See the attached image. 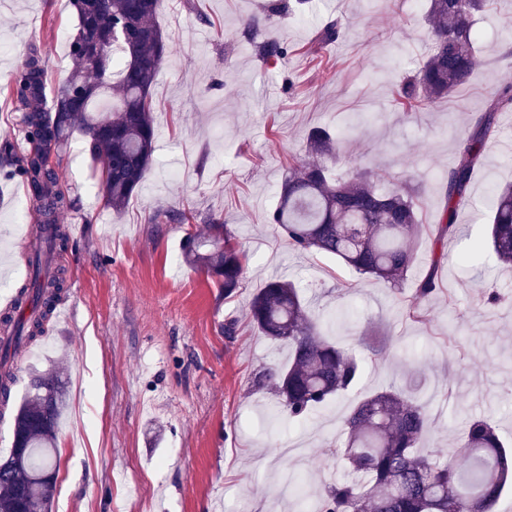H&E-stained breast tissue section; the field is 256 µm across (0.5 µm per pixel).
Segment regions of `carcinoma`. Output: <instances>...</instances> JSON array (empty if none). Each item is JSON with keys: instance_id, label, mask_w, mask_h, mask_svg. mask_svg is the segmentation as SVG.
<instances>
[{"instance_id": "1", "label": "carcinoma", "mask_w": 512, "mask_h": 512, "mask_svg": "<svg viewBox=\"0 0 512 512\" xmlns=\"http://www.w3.org/2000/svg\"><path fill=\"white\" fill-rule=\"evenodd\" d=\"M159 0H70L77 18L70 42L72 68L45 105L48 71L36 49L4 88V99L22 113L28 149L21 153L9 137L0 139V170L26 185L33 208L36 247L28 255L29 277L19 293L29 315L0 320L11 329L0 344V405H9L16 383L15 355L44 332L63 292L55 258L67 250L69 237L59 216L74 201L51 163L60 158L72 131L85 137L95 164L104 206L123 211L143 184L153 162L155 126L151 88L167 53L155 23ZM486 0H429L432 52L403 85L404 98L431 103L464 84L479 64L473 16ZM266 60L287 56V45L275 38L256 43ZM111 107L93 105L102 98ZM512 109V85L494 93L484 113L465 131L457 159L445 181V208L438 240L457 233L456 217L468 203L467 188L480 166L485 144L496 131L497 117ZM340 139L326 129L307 138L312 160L288 167L268 220L299 253L334 258L366 278L399 287L418 255L422 224L411 180L388 193L379 192L366 173L342 179L331 176L323 159L336 156ZM484 243L497 262L512 266V184L497 188L488 203ZM206 234H188L183 255L193 268L216 278L230 298L239 288L246 256L224 221L204 219ZM435 259L419 282L416 295L428 299L438 287ZM251 322L270 340L288 345V364L255 377L257 385L272 379L281 409L299 419L320 405L351 391L362 379V358L321 335L300 289L283 279L267 281L249 302ZM418 373L402 387L376 391L361 399L344 421L345 438L336 454L346 462V479L325 489L318 512H495L502 493L512 485V448L485 418L467 421L457 444L446 450L425 448L432 428L426 404L417 394ZM65 387L51 367L31 371L29 390L13 416L12 447L0 459V512H15L19 491L26 493L27 512H51L58 465L57 427L65 407ZM463 458L464 465L455 464Z\"/></svg>"}]
</instances>
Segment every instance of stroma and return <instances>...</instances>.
Returning a JSON list of instances; mask_svg holds the SVG:
<instances>
[{
    "label": "stroma",
    "mask_w": 512,
    "mask_h": 512,
    "mask_svg": "<svg viewBox=\"0 0 512 512\" xmlns=\"http://www.w3.org/2000/svg\"><path fill=\"white\" fill-rule=\"evenodd\" d=\"M425 0H160L155 22L169 52L151 89L154 164L121 213L107 209L81 133L70 135L60 180L75 199L61 223L70 246L58 260L69 319L28 350L15 398L31 368L62 363L66 387L84 382L81 418L63 411L52 512H296L282 476L298 473L311 495L340 481L343 421L365 395L424 371L435 422L431 444L451 446L468 418L483 416L512 440V267L489 253L458 264L483 239L478 213L512 182V111L499 116L459 211L454 239L440 243L443 177L459 140L493 93L512 84V0L475 16L479 67L448 97L408 109L402 87L431 52ZM340 24L321 46L320 29ZM76 18L69 0H0V85L37 46L58 88L71 68ZM254 26V38L244 30ZM288 46L270 63L255 50L267 36ZM341 133L332 174L369 172L379 191L411 178L424 231L401 290L336 260L300 254L267 222L292 164L306 161L308 133ZM192 211L193 224L151 223L155 212ZM224 219L246 254L242 284L225 297L185 263L181 241ZM33 214L19 181L0 179V298L17 293L28 267L21 242ZM440 290L415 289L440 253ZM282 277L302 290L332 341L362 354L360 384L327 407L291 421L257 374L288 362L286 345L262 336L248 304ZM500 300L486 301L489 291ZM417 303L421 315L408 317ZM236 320L235 336L224 334Z\"/></svg>",
    "instance_id": "obj_1"
}]
</instances>
